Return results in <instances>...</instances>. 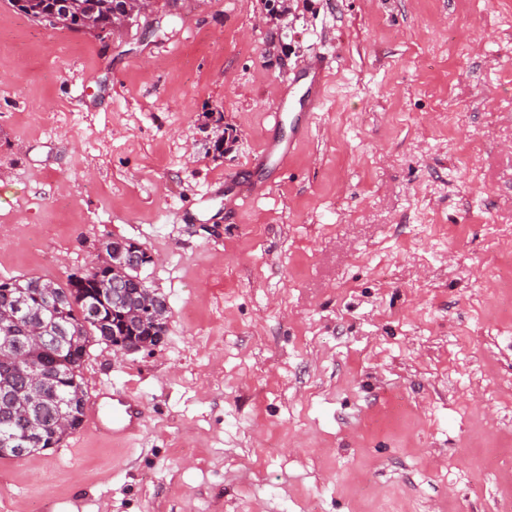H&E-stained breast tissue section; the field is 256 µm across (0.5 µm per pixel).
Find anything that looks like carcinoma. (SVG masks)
Wrapping results in <instances>:
<instances>
[{"mask_svg":"<svg viewBox=\"0 0 512 512\" xmlns=\"http://www.w3.org/2000/svg\"><path fill=\"white\" fill-rule=\"evenodd\" d=\"M83 2L87 5V12L92 14L97 33L111 31L113 19L109 5L118 8L123 0ZM132 295L134 283L130 280H119L101 290L86 273L69 279L64 286L33 277L0 279V322L5 325L9 323L14 301L23 296L28 301L31 320L40 322L51 318L63 328L62 337H48V348L52 350L59 345L65 347L63 354L57 358L46 352L32 355L16 348L7 350L0 357V434L9 429V419L5 416L4 408L13 397L22 394L23 385L13 370L14 363L21 358L33 363H45L52 376L44 396L32 411V419L40 430V439L28 445L27 454L51 448L63 440L64 434L50 428V423L62 409H68L71 414V430L82 425L85 392H71V380L80 378V366L92 339L104 340L101 318L109 317L110 311L114 309L121 310L119 304ZM166 332V321L149 316L131 328L123 323L118 314L110 321V335L114 340L119 337L125 340L131 335L138 339L143 336H164Z\"/></svg>","mask_w":512,"mask_h":512,"instance_id":"obj_1","label":"carcinoma"}]
</instances>
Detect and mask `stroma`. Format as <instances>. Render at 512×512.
I'll list each match as a JSON object with an SVG mask.
<instances>
[{
	"mask_svg": "<svg viewBox=\"0 0 512 512\" xmlns=\"http://www.w3.org/2000/svg\"><path fill=\"white\" fill-rule=\"evenodd\" d=\"M316 52L307 137L257 164ZM112 240L167 332L81 383L145 423L0 458V512H512V0H155L101 36L0 0V278ZM128 242L131 243V247H128V251H127L125 258L121 261V264L111 265L109 275H111L112 272L115 273V272L121 271L122 265H124L125 262L127 264L137 265V264H141L143 260H149L151 262L154 261L153 255L145 247H143L142 245L135 243V242H131V241H128ZM146 264H149V263L143 262L140 269H132V270H129L128 272L133 278L138 279L140 282H142L144 288H149L146 285V282L140 276L141 269Z\"/></svg>",
	"mask_w": 512,
	"mask_h": 512,
	"instance_id": "obj_1",
	"label": "stroma"
}]
</instances>
